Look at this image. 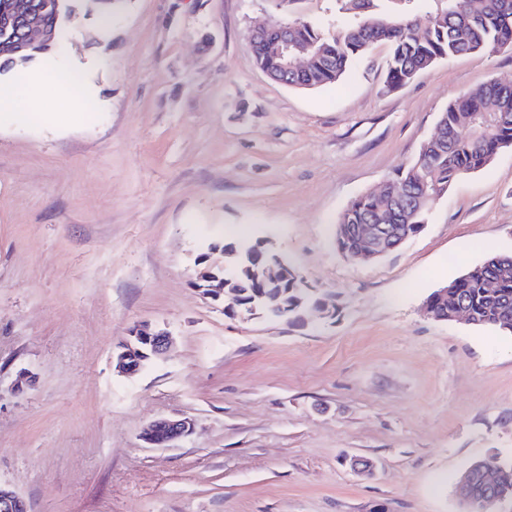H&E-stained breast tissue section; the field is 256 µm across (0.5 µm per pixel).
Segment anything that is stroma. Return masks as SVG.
<instances>
[{"label":"stroma","instance_id":"stroma-1","mask_svg":"<svg viewBox=\"0 0 512 512\" xmlns=\"http://www.w3.org/2000/svg\"><path fill=\"white\" fill-rule=\"evenodd\" d=\"M297 17L335 24V0H122L107 27L71 0L55 56L99 109L56 119L48 91L40 118L0 125V485L28 512H460L472 462L512 463V335L423 308L512 254V146L381 259L335 241L450 102L512 83V49L392 88L378 44L295 89L259 70L250 32ZM232 234L266 239L334 315L244 319L202 297L195 260ZM140 322L173 344L118 375ZM183 417L171 446L141 440ZM193 423L188 418L161 419L152 422L142 433L143 440L151 445H167L188 435Z\"/></svg>","mask_w":512,"mask_h":512}]
</instances>
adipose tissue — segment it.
<instances>
[{
    "label": "adipose tissue",
    "mask_w": 512,
    "mask_h": 512,
    "mask_svg": "<svg viewBox=\"0 0 512 512\" xmlns=\"http://www.w3.org/2000/svg\"><path fill=\"white\" fill-rule=\"evenodd\" d=\"M47 85L56 91L57 111H91L95 99L88 87L75 80L72 69L49 57L39 69H21L10 80L0 82V118L10 121L20 112L38 114L40 96Z\"/></svg>",
    "instance_id": "adipose-tissue-1"
}]
</instances>
